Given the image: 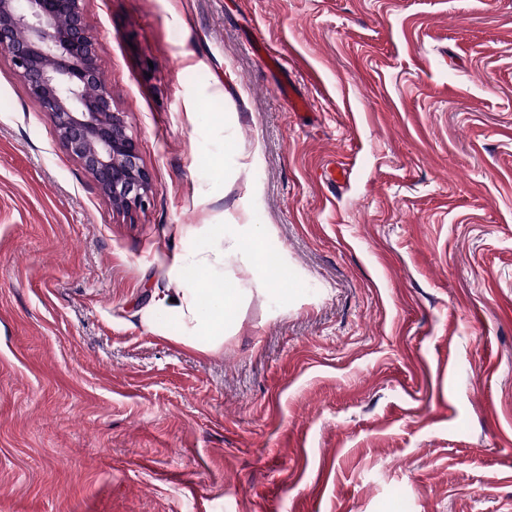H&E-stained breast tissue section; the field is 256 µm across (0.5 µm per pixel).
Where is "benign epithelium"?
<instances>
[{"mask_svg":"<svg viewBox=\"0 0 512 512\" xmlns=\"http://www.w3.org/2000/svg\"><path fill=\"white\" fill-rule=\"evenodd\" d=\"M84 0H0V50L52 120L59 142L119 214L143 208L148 171L98 64Z\"/></svg>","mask_w":512,"mask_h":512,"instance_id":"benign-epithelium-1","label":"benign epithelium"}]
</instances>
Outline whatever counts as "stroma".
I'll return each mask as SVG.
<instances>
[{"mask_svg":"<svg viewBox=\"0 0 512 512\" xmlns=\"http://www.w3.org/2000/svg\"><path fill=\"white\" fill-rule=\"evenodd\" d=\"M84 6L154 190L0 52V512H512V0ZM220 224L295 296L182 278ZM222 278L203 353L153 300Z\"/></svg>","mask_w":512,"mask_h":512,"instance_id":"obj_1","label":"stroma"}]
</instances>
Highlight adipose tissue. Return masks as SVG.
I'll return each mask as SVG.
<instances>
[{"label": "adipose tissue", "instance_id": "1", "mask_svg": "<svg viewBox=\"0 0 512 512\" xmlns=\"http://www.w3.org/2000/svg\"><path fill=\"white\" fill-rule=\"evenodd\" d=\"M224 245L213 254L192 260L190 269L197 272L222 264L225 253L242 257L246 271L259 282H267L268 269L264 260L266 234L255 224H242L223 231ZM241 289L227 281H212L204 288H183L177 301L156 298L155 308L173 310L182 326L195 332L194 348L207 352L224 342V326L236 310Z\"/></svg>", "mask_w": 512, "mask_h": 512}]
</instances>
